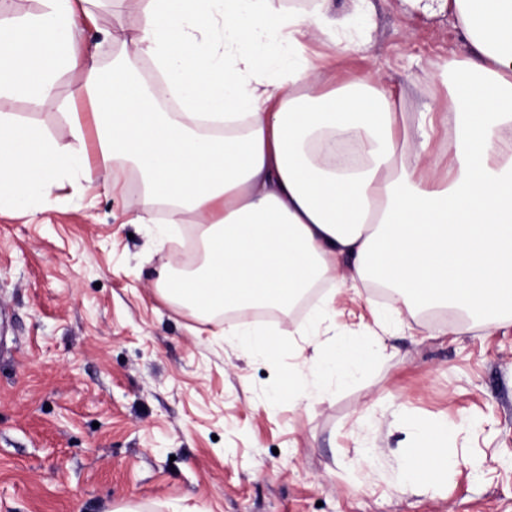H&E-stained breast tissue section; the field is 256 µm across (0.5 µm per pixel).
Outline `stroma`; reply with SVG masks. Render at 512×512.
Instances as JSON below:
<instances>
[{"label":"stroma","mask_w":512,"mask_h":512,"mask_svg":"<svg viewBox=\"0 0 512 512\" xmlns=\"http://www.w3.org/2000/svg\"><path fill=\"white\" fill-rule=\"evenodd\" d=\"M352 0L332 12L362 28L368 50L336 59L339 77L381 69L394 88L431 74L425 97H447L443 72L465 50L448 13L405 0ZM131 17L99 13L81 32L104 69ZM71 143L57 111L0 98V113ZM138 184L64 185L50 205L0 213V512H512V318L493 329L447 312L395 313L374 289L313 303L288 319L254 318L273 355L224 338L160 290L174 260L200 258L197 225L182 246L136 224ZM318 335H381L372 363L296 399L295 352ZM448 428L447 470L404 480L420 429Z\"/></svg>","instance_id":"35a3bbf8"}]
</instances>
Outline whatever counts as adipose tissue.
Here are the masks:
<instances>
[{"label":"adipose tissue","instance_id":"ef3b65f1","mask_svg":"<svg viewBox=\"0 0 512 512\" xmlns=\"http://www.w3.org/2000/svg\"><path fill=\"white\" fill-rule=\"evenodd\" d=\"M99 0H40L38 13L0 20V97L67 119L70 148L43 127L0 113V212L53 201L61 179L139 186L138 222L166 206L170 225L202 226L204 254L173 274L166 292L202 316L265 307L287 316L317 282L347 262L339 290L376 280L406 308H454L474 323L512 312V0H411L447 10L467 54L448 69L446 102L394 90L378 72L343 79L336 55L362 33L328 14L271 0H124L135 35L104 77L75 32ZM149 59L179 111L164 112L131 77ZM80 69L68 96L60 72ZM93 107L98 162L90 164L73 108ZM451 127L447 159L430 150ZM377 337L317 336L297 350L292 378L368 364ZM444 428L421 430L407 481L448 464Z\"/></svg>","mask_w":512,"mask_h":512}]
</instances>
